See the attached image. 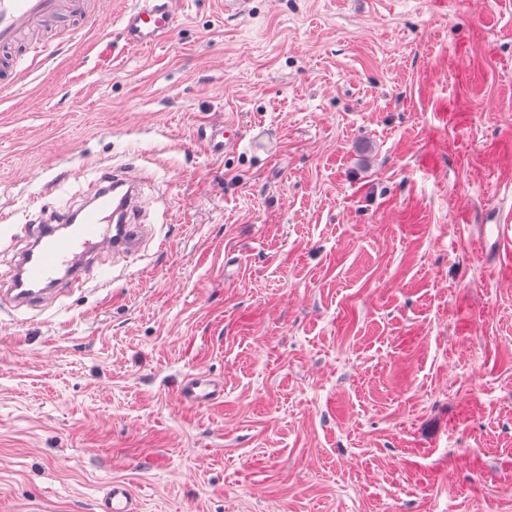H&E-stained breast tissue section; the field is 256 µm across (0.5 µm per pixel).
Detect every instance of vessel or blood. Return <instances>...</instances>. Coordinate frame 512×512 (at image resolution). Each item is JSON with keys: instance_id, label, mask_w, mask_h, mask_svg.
I'll return each mask as SVG.
<instances>
[{"instance_id": "b4317fda", "label": "vessel or blood", "mask_w": 512, "mask_h": 512, "mask_svg": "<svg viewBox=\"0 0 512 512\" xmlns=\"http://www.w3.org/2000/svg\"><path fill=\"white\" fill-rule=\"evenodd\" d=\"M86 8L85 0H0V72L6 81H13L29 59L27 52L17 49L24 32L45 20L77 19ZM175 22L173 0H138L122 16L120 39L130 48H148L167 40ZM139 194L136 181L106 173L94 182L70 231L40 225L32 246L21 256L10 289L15 305L37 302L51 308L58 295L84 287L82 271L93 254L134 253L144 233ZM477 239L485 259L501 263L503 248L512 243V226L498 216L485 217ZM181 394L186 402L205 406L223 398L224 387L196 374L183 383ZM99 512H140V503L125 482L115 481L108 485Z\"/></svg>"}]
</instances>
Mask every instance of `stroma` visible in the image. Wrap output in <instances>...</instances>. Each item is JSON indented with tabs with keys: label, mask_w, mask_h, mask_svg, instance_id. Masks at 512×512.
<instances>
[{
	"label": "stroma",
	"mask_w": 512,
	"mask_h": 512,
	"mask_svg": "<svg viewBox=\"0 0 512 512\" xmlns=\"http://www.w3.org/2000/svg\"><path fill=\"white\" fill-rule=\"evenodd\" d=\"M93 0L0 90V288L105 169L147 237L0 297V512H512V0ZM242 137L223 153L200 128ZM224 397L191 407L183 380ZM175 22L172 0H139L123 13L120 40L130 48H149L166 41ZM478 226V242L485 259L498 265L502 263V249L512 241L510 224H501L498 215L486 216ZM99 512H140V503L130 487L122 481H112L99 505Z\"/></svg>",
	"instance_id": "stroma-1"
}]
</instances>
